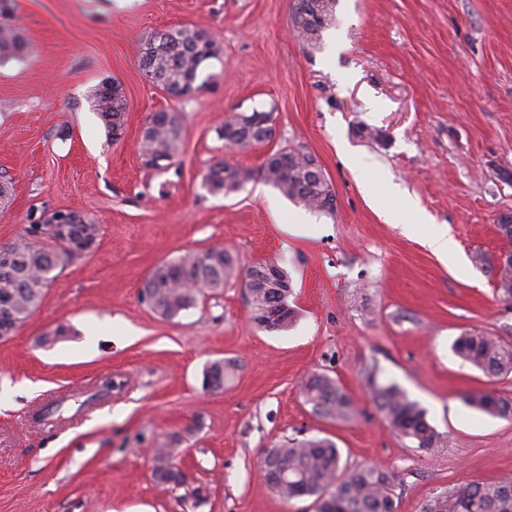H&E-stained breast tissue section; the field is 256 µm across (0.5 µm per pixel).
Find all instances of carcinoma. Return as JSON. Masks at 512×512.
I'll use <instances>...</instances> for the list:
<instances>
[{
  "mask_svg": "<svg viewBox=\"0 0 512 512\" xmlns=\"http://www.w3.org/2000/svg\"><path fill=\"white\" fill-rule=\"evenodd\" d=\"M336 3L295 0L292 24L296 36L312 47L318 45L323 32L336 22ZM25 51L26 43L19 33L0 29V64L21 59ZM218 51L209 32L175 26L150 33L141 44L140 61L145 76L173 96L192 89L201 65L217 57ZM94 107L105 127L119 136L126 112L121 85L102 83ZM271 120V110L228 113L221 125L225 147L243 149L265 143L267 138L261 132L272 126L263 123ZM146 126L141 156L149 158L153 168H165L182 141L181 118L175 112H156ZM312 163L313 156L299 148L274 150L257 169L221 158L208 168L204 182L210 192L227 196L261 179L306 209L331 216L336 210L335 192L324 172H314ZM71 216L70 212L54 211L43 217L42 223L29 225L10 244L12 274L0 277V333H15L40 308L51 273L95 246L99 228L89 219L67 236L56 231L57 225L67 223ZM473 262L498 271L497 291L503 301L511 303L512 265L497 270L494 260L483 254L475 255ZM270 266L277 263H257L242 271L223 247L186 251L157 266L144 282L143 294L156 314L171 320L197 308L207 294L219 293L231 278L241 276L250 295L251 321L260 329L277 331L287 327L292 316L290 289L275 288L268 282L262 270ZM453 350L488 375L512 372V348L492 336L465 332L456 339ZM236 370L237 364L231 359L209 362L202 373V389H224V382ZM366 376L376 407L390 427L422 451L435 448L441 435L429 422L426 409L396 383L379 382L376 367L367 369ZM301 393L324 418L345 421L352 413L349 397L323 373L308 375ZM465 402L493 417H512V401L490 392H470ZM153 461L154 480L169 484L174 466L172 449H157ZM261 465L266 482L281 498L312 497L320 504L317 512H397L399 507L393 474L373 465L347 468L336 444L326 437L291 439L268 448ZM420 512H512V479L461 485L426 500Z\"/></svg>",
  "mask_w": 512,
  "mask_h": 512,
  "instance_id": "1",
  "label": "carcinoma"
}]
</instances>
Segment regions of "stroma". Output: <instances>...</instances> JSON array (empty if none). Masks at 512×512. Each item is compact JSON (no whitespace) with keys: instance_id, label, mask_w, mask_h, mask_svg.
I'll list each match as a JSON object with an SVG mask.
<instances>
[{"instance_id":"35a3bbf8","label":"stroma","mask_w":512,"mask_h":512,"mask_svg":"<svg viewBox=\"0 0 512 512\" xmlns=\"http://www.w3.org/2000/svg\"><path fill=\"white\" fill-rule=\"evenodd\" d=\"M294 0H0V27L26 56L0 65V175L13 184L0 244L42 211L99 226L94 249L53 273L40 308L0 341V512H313L260 474L266 448L328 437L348 467L397 479L399 512L469 483L512 478V419L469 407L465 393L512 400V373L486 376L452 345L463 332L512 344V303L474 254L508 243L512 215V0H338L317 47L292 27ZM203 29L221 45L203 85L176 99L140 67L151 32ZM121 84L112 136L93 107ZM273 110L269 143L225 149L227 112ZM182 116L168 170L144 166L150 115ZM278 148L321 165L336 212H302L262 180L238 193L203 184L218 158L259 167ZM305 213L310 236L289 234ZM444 225L452 258L425 239ZM221 246L240 267L275 261L294 317L265 331L241 280L166 320L141 294L152 269ZM69 336L41 344L57 325ZM239 364L223 391L201 387L208 362ZM418 401L442 438L433 451L397 434L365 375ZM313 372L349 396V420L315 414L300 392ZM110 396L88 401L105 378ZM181 435L172 444L173 435ZM172 446L187 482L161 488L152 449Z\"/></svg>"}]
</instances>
